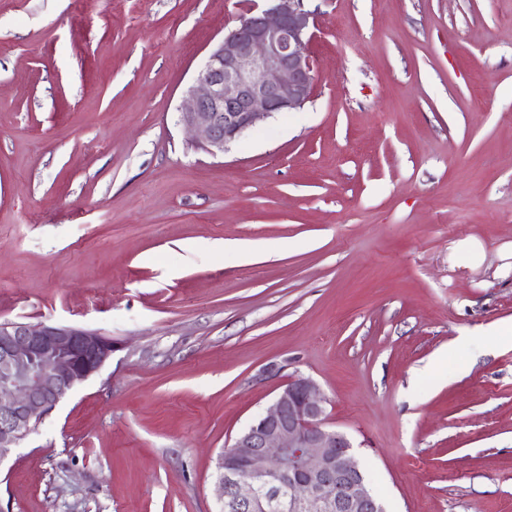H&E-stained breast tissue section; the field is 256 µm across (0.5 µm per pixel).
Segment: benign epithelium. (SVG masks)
Returning <instances> with one entry per match:
<instances>
[{
    "label": "benign epithelium",
    "instance_id": "benign-epithelium-1",
    "mask_svg": "<svg viewBox=\"0 0 512 512\" xmlns=\"http://www.w3.org/2000/svg\"><path fill=\"white\" fill-rule=\"evenodd\" d=\"M313 13L303 0L252 9L209 52L180 120L206 151L224 152L258 121L303 106L315 74ZM116 344L61 324L0 322V463L35 433L75 385L99 371ZM317 384L293 376L219 459V512H384L353 457L326 425Z\"/></svg>",
    "mask_w": 512,
    "mask_h": 512
}]
</instances>
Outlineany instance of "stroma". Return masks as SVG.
Here are the masks:
<instances>
[{"label": "stroma", "mask_w": 512, "mask_h": 512, "mask_svg": "<svg viewBox=\"0 0 512 512\" xmlns=\"http://www.w3.org/2000/svg\"><path fill=\"white\" fill-rule=\"evenodd\" d=\"M252 2L0 0V321L117 344L0 512H215L294 374L386 512H512V341L456 344L512 320V0H304L309 101L214 156L179 112Z\"/></svg>", "instance_id": "obj_1"}]
</instances>
